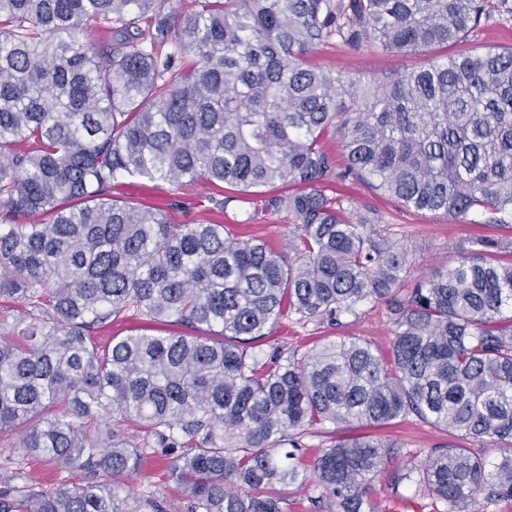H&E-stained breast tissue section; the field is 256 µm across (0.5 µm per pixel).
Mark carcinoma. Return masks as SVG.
Instances as JSON below:
<instances>
[{
  "instance_id": "cac0c4a2",
  "label": "carcinoma",
  "mask_w": 512,
  "mask_h": 512,
  "mask_svg": "<svg viewBox=\"0 0 512 512\" xmlns=\"http://www.w3.org/2000/svg\"><path fill=\"white\" fill-rule=\"evenodd\" d=\"M488 0H0V439L53 469L45 490L0 476V512H170L129 503L146 458L172 456L188 512H284L276 485L318 483L326 512H365V483L396 453L372 435L313 458L327 425L414 416L463 440L394 474L448 512L512 500V238L404 287L408 251L325 194L353 175L406 211L512 229V49L462 48ZM104 27L111 39L88 40ZM366 36L400 56L388 78L343 79L315 47ZM171 44L162 55L160 46ZM336 128L340 168L321 144ZM126 177L181 187L280 184L296 263L222 224H171L112 196ZM45 220L19 224L16 218ZM385 302L390 347L357 339L298 359L251 352L290 314L340 324ZM133 311L189 335L96 329Z\"/></svg>"
}]
</instances>
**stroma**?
Segmentation results:
<instances>
[{"label": "stroma", "instance_id": "1", "mask_svg": "<svg viewBox=\"0 0 512 512\" xmlns=\"http://www.w3.org/2000/svg\"><path fill=\"white\" fill-rule=\"evenodd\" d=\"M488 18L471 35L467 49L481 51L487 48L505 49L512 46V0H490ZM313 62L339 72L343 78L372 75L385 79L410 71L423 63V56H397L364 42L353 47L340 42L318 47L312 54ZM329 196L348 199L362 215L372 219L380 238L407 247L411 279L431 276L454 266L458 259L481 239L507 237L505 229L480 224L467 218L454 220L428 211L409 212L395 202L373 191L363 181L350 176L338 182L327 183ZM225 188L205 182L181 187L167 181L150 182L140 178L125 179L114 190V197L163 210L173 224L218 222L221 214L215 200L227 196ZM295 231L292 216L285 211L260 213L254 223H227V236L244 240L251 236L265 239L277 250L285 251L287 260L294 253L286 252L285 244ZM356 338L387 349L392 339L391 311L386 303H364L356 315L343 318L341 324H315L299 321L297 316L282 319L273 333L257 342L255 350L271 354L279 350L288 354L304 355L321 348L332 340ZM380 436L398 443L399 452L386 463L381 472L366 483V495L372 512H435L436 503L415 487L395 485L392 475L407 467L423 463L431 451L450 443L448 434L430 424L410 417L379 428ZM23 469L47 488L72 486L81 482L82 473L69 471L47 472L34 460L15 452L12 457L0 456V471ZM132 498L148 497L183 506L185 497L179 483L171 477L167 457L158 455L146 460L140 477L134 479L130 490Z\"/></svg>", "mask_w": 512, "mask_h": 512}]
</instances>
